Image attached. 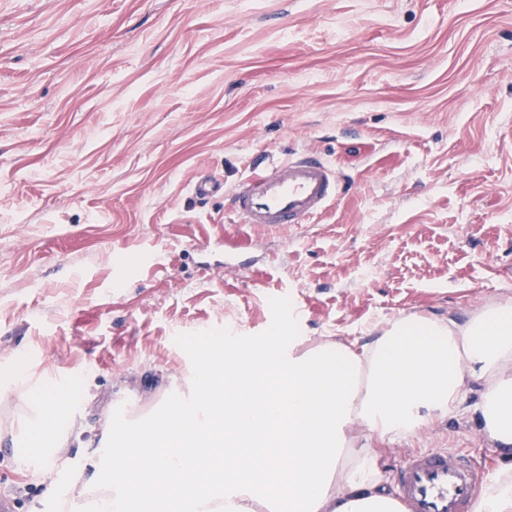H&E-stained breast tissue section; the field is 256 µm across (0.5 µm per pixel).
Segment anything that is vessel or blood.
Wrapping results in <instances>:
<instances>
[{
  "label": "vessel or blood",
  "mask_w": 512,
  "mask_h": 512,
  "mask_svg": "<svg viewBox=\"0 0 512 512\" xmlns=\"http://www.w3.org/2000/svg\"><path fill=\"white\" fill-rule=\"evenodd\" d=\"M338 196L331 163L305 156L245 177L232 192L230 214L283 235L311 222ZM484 479V471L464 456L412 454L397 472L395 494L404 512H468Z\"/></svg>",
  "instance_id": "obj_1"
}]
</instances>
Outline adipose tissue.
Instances as JSON below:
<instances>
[{
  "label": "adipose tissue",
  "instance_id": "1",
  "mask_svg": "<svg viewBox=\"0 0 512 512\" xmlns=\"http://www.w3.org/2000/svg\"><path fill=\"white\" fill-rule=\"evenodd\" d=\"M288 373L286 395L270 381ZM475 395V420L493 445L512 447V297L465 321L408 314L370 341H328L299 349L277 330L253 343L225 335L223 351L197 359L189 393L153 420L116 431L108 446L170 439L133 476L98 469L68 512H126L134 490L169 488L190 512H401L383 472L358 445L355 425L388 438L415 434L436 414ZM52 397L15 431L18 446L66 467L63 431L48 433ZM224 421V478L191 495L189 465L207 457Z\"/></svg>",
  "mask_w": 512,
  "mask_h": 512
}]
</instances>
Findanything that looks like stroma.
I'll use <instances>...</instances> for the list:
<instances>
[{
  "label": "stroma",
  "instance_id": "obj_1",
  "mask_svg": "<svg viewBox=\"0 0 512 512\" xmlns=\"http://www.w3.org/2000/svg\"><path fill=\"white\" fill-rule=\"evenodd\" d=\"M307 150L341 182L324 214L282 238L229 223L244 176ZM201 175L223 193L198 200ZM507 297L512 0H0V364L72 401L61 470L15 451L29 406L0 376L15 512H61L104 423L187 393L200 343L362 342ZM358 434L389 479L415 451L512 478L468 411Z\"/></svg>",
  "mask_w": 512,
  "mask_h": 512
}]
</instances>
